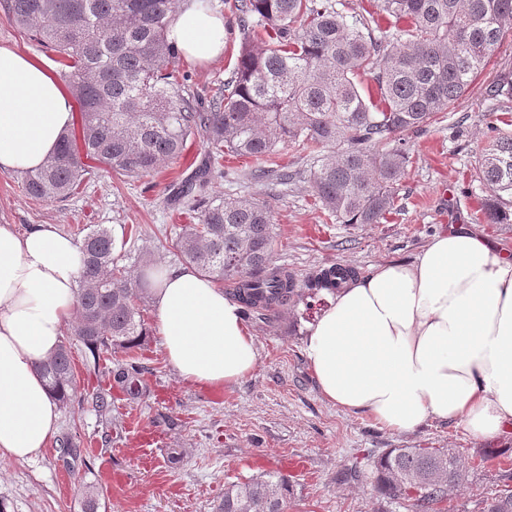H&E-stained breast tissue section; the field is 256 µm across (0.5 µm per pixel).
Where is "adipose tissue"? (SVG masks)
I'll use <instances>...</instances> for the list:
<instances>
[{"label": "adipose tissue", "instance_id": "obj_1", "mask_svg": "<svg viewBox=\"0 0 512 512\" xmlns=\"http://www.w3.org/2000/svg\"><path fill=\"white\" fill-rule=\"evenodd\" d=\"M170 37L183 55L224 53V18L182 0ZM73 119L45 65L0 47V170L53 155ZM80 246L57 225L0 224V460L41 455L60 418L36 367L76 312ZM156 334L181 380L205 389L245 380L258 362L241 304L191 266L151 277ZM322 398L380 428L453 422L478 440L512 437V253L463 224L409 261L373 266L334 292L304 340Z\"/></svg>", "mask_w": 512, "mask_h": 512}]
</instances>
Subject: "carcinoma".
Instances as JSON below:
<instances>
[{
	"label": "carcinoma",
	"mask_w": 512,
	"mask_h": 512,
	"mask_svg": "<svg viewBox=\"0 0 512 512\" xmlns=\"http://www.w3.org/2000/svg\"><path fill=\"white\" fill-rule=\"evenodd\" d=\"M341 0H237L238 61L208 104L179 78L181 54L167 34L177 0H3L4 10L41 47L56 52L80 107L79 134L64 135L51 159L20 175L38 199H62L92 173L93 160L117 177L150 173L178 156L189 138L208 145V162L179 187L193 222L177 247L189 264L232 292L247 318L271 320L304 290L334 292L358 277L333 264L303 282L274 265L273 212L260 198H213L212 173L224 155L258 162L255 179L277 148L301 143L310 152L314 205L340 224H379L390 213L409 163L397 134L424 131L442 119L499 52L512 0H377L375 13L349 16ZM385 20L380 38L372 25ZM371 74L379 101L365 99L354 78ZM491 99L512 97V78L485 87ZM491 191L488 224H512V136L494 133L478 156ZM83 233L74 338L93 365L117 354L116 383L139 393L144 371L134 351L148 336L139 302L152 264L132 276L114 263L111 230ZM55 399L75 391L71 348L39 366ZM469 458L455 448H387L374 461L373 487L410 512H444L448 492L463 484ZM294 495L276 471L231 482L213 512H286ZM481 512H512V490L482 502Z\"/></svg>",
	"instance_id": "obj_1"
}]
</instances>
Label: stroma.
<instances>
[{
  "instance_id": "stroma-1",
  "label": "stroma",
  "mask_w": 512,
  "mask_h": 512,
  "mask_svg": "<svg viewBox=\"0 0 512 512\" xmlns=\"http://www.w3.org/2000/svg\"><path fill=\"white\" fill-rule=\"evenodd\" d=\"M211 4L229 24L223 56L207 64L184 60L179 65L187 88L205 100L230 78L240 45L236 0ZM2 45L49 64L54 76H61L53 52L0 9ZM510 71L512 25L504 29L499 53L444 122L421 133L405 132L410 162L395 208L381 223L327 222L313 205L308 152L298 144L281 148L274 158L293 172L288 184L251 179L254 162L239 158L229 162L234 177L212 178L210 192L268 200L275 263L300 279L333 264L363 274L382 262L411 260L430 237L453 224L475 225L512 253V224L486 223L479 212L488 190L478 178L476 159L490 127L512 135V98L491 100L484 93L489 81ZM206 154V142L197 136L178 158L150 175L120 179L97 164L76 193L62 200L31 197L19 174L0 171V224L21 230L54 224L72 237L80 227L101 224L115 238L118 265L136 271L149 258L183 265L175 248L181 221L172 182L194 175ZM329 298L323 290L271 322L247 320L257 340L258 364L244 381L219 390L182 382L152 334L137 352L146 367L139 392L129 394L114 382L112 362L91 370L90 353L75 341L73 329H66L75 396L61 409L50 446L40 457L0 466V502L6 512H82L88 485L99 490L98 512H213L225 485L279 469L287 459L304 463L288 473L294 495L287 512H406L379 497L370 482L336 479L351 466L369 471L372 458L388 448L459 449L470 457L471 468L466 483L449 495L448 512H481L483 500L504 487L497 464L478 457L483 442L436 421L410 433L389 432L367 416L323 400L303 340ZM96 391L107 401L106 411L93 403ZM145 433L154 436V443L142 441Z\"/></svg>"
}]
</instances>
